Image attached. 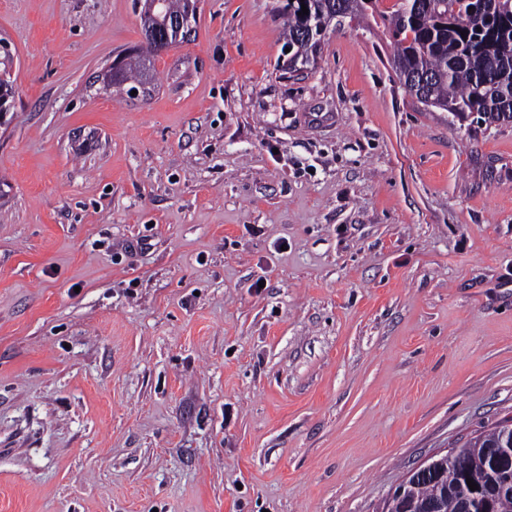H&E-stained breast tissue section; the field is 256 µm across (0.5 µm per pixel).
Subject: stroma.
<instances>
[{
	"instance_id": "stroma-1",
	"label": "stroma",
	"mask_w": 512,
	"mask_h": 512,
	"mask_svg": "<svg viewBox=\"0 0 512 512\" xmlns=\"http://www.w3.org/2000/svg\"><path fill=\"white\" fill-rule=\"evenodd\" d=\"M197 6L131 96L134 0H0V512H380L512 419V122Z\"/></svg>"
}]
</instances>
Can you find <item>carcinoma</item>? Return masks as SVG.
<instances>
[{"mask_svg": "<svg viewBox=\"0 0 512 512\" xmlns=\"http://www.w3.org/2000/svg\"><path fill=\"white\" fill-rule=\"evenodd\" d=\"M197 0H162L153 15L140 10L144 30L160 28L166 16L192 12ZM284 15L285 45L291 47L286 69L315 62L323 38L311 35L326 16L328 0H290ZM352 17L375 15L393 45L392 69L406 91L427 107L463 119L475 113L480 122L512 121V0H397L391 11L380 0H350ZM308 14H301V5ZM467 36H461V33ZM500 425L466 441L458 452L439 463L441 480L419 482L410 488V512L426 503L438 512H459L460 480L487 486L500 479L484 449L501 440ZM494 512H512V492L492 490Z\"/></svg>", "mask_w": 512, "mask_h": 512, "instance_id": "obj_1", "label": "carcinoma"}]
</instances>
